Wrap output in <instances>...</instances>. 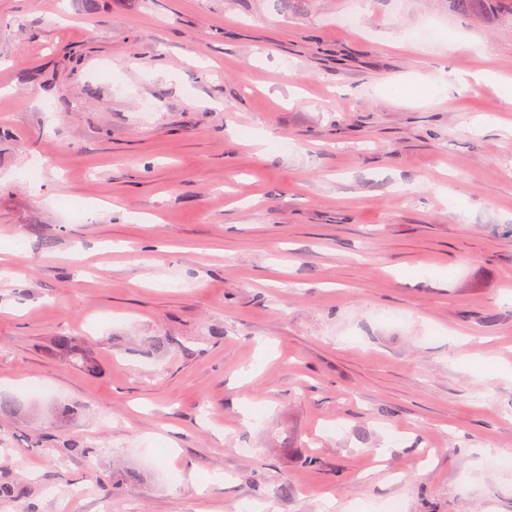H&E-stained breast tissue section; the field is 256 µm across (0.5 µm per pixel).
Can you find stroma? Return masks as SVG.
Wrapping results in <instances>:
<instances>
[{"mask_svg": "<svg viewBox=\"0 0 512 512\" xmlns=\"http://www.w3.org/2000/svg\"><path fill=\"white\" fill-rule=\"evenodd\" d=\"M495 74L448 0H0V512H512Z\"/></svg>", "mask_w": 512, "mask_h": 512, "instance_id": "obj_1", "label": "stroma"}]
</instances>
